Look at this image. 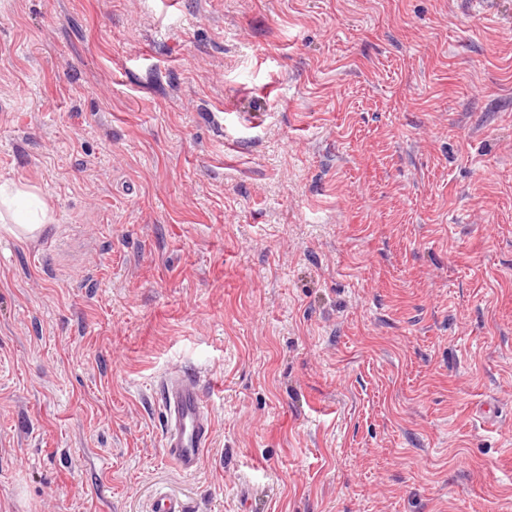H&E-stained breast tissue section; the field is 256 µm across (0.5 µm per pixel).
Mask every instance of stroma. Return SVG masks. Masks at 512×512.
Returning a JSON list of instances; mask_svg holds the SVG:
<instances>
[{
    "label": "stroma",
    "mask_w": 512,
    "mask_h": 512,
    "mask_svg": "<svg viewBox=\"0 0 512 512\" xmlns=\"http://www.w3.org/2000/svg\"><path fill=\"white\" fill-rule=\"evenodd\" d=\"M20 177L0 512H512V0H0ZM33 189L21 179L0 182V227L18 240L31 238L52 223L49 208ZM166 419L165 453L185 475L195 474L206 448L211 445L213 424L198 378L178 370L160 384ZM183 498L167 491L158 492L150 504V512H187Z\"/></svg>",
    "instance_id": "35a3bbf8"
}]
</instances>
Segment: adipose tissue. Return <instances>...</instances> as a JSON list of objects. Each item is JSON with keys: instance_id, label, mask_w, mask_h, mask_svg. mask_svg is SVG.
<instances>
[{"instance_id": "adipose-tissue-1", "label": "adipose tissue", "mask_w": 512, "mask_h": 512, "mask_svg": "<svg viewBox=\"0 0 512 512\" xmlns=\"http://www.w3.org/2000/svg\"><path fill=\"white\" fill-rule=\"evenodd\" d=\"M52 218L47 205L22 180L0 182V227L20 240L41 233Z\"/></svg>"}]
</instances>
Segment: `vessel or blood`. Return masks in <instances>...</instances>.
Segmentation results:
<instances>
[{
    "label": "vessel or blood",
    "mask_w": 512,
    "mask_h": 512,
    "mask_svg": "<svg viewBox=\"0 0 512 512\" xmlns=\"http://www.w3.org/2000/svg\"><path fill=\"white\" fill-rule=\"evenodd\" d=\"M160 392L166 419L165 453L180 472L195 474L213 435L212 419L199 380L192 373L179 371L163 379ZM186 510L183 498L166 491L158 492L150 504V512Z\"/></svg>",
    "instance_id": "vessel-or-blood-1"
}]
</instances>
